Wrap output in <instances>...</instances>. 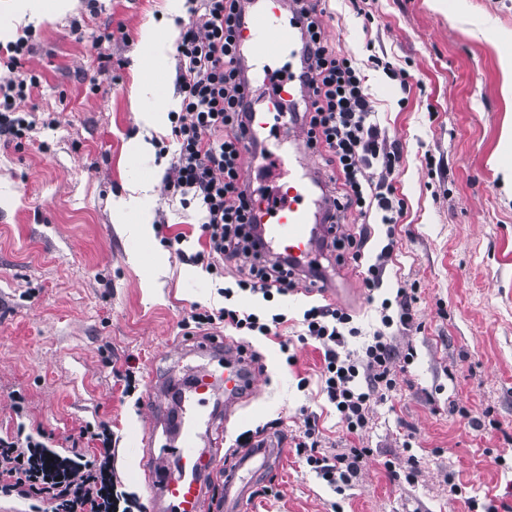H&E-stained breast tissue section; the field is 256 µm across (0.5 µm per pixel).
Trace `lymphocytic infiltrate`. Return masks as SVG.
Listing matches in <instances>:
<instances>
[{
    "instance_id": "lymphocytic-infiltrate-1",
    "label": "lymphocytic infiltrate",
    "mask_w": 512,
    "mask_h": 512,
    "mask_svg": "<svg viewBox=\"0 0 512 512\" xmlns=\"http://www.w3.org/2000/svg\"><path fill=\"white\" fill-rule=\"evenodd\" d=\"M191 19L176 45L177 87L180 109L171 113L170 138L176 144L174 160L163 178L167 195L181 197L183 205H196L204 215L200 248L194 263H205L209 273L223 275L225 266L236 268L235 288L271 298L293 291L298 274L287 259L262 252L252 234L261 186L243 179L242 171L253 158L246 139L254 112L253 89L244 75L235 31L246 18L242 0H191ZM301 40L299 66L292 72L305 91L301 129L306 146L317 158L331 192L325 199L323 221L330 245L363 265L362 281L368 291L380 287L382 273L395 249V227L403 214V201L393 184L400 148L387 143L378 114L356 62L330 45L324 34L326 13L322 0H294ZM28 46H10L6 61L9 75L0 78V139L26 138L33 124L20 115L16 102L38 84V77L18 70ZM355 212L386 226L387 242L371 264H363L366 235H345L339 223ZM413 295L398 289L394 300L381 303L380 329L363 334L347 311L330 305L306 310L304 338L323 350L322 391L333 404L350 434L369 425L372 405L392 392L400 370L415 358L413 347L397 349L388 328L413 325ZM196 327L224 323L267 336L284 323L283 315L270 322L234 307L192 311ZM363 337L359 350H348V340ZM91 437L100 452L93 459L83 454L55 452L45 434L17 432L0 437V495H17L29 501V512L49 504L51 512H133L134 504L112 475V430L101 424ZM298 453L329 484L348 483L357 477L369 451L350 448L328 458L317 451L316 424L307 421Z\"/></svg>"
}]
</instances>
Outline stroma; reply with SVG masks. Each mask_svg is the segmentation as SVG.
Returning <instances> with one entry per match:
<instances>
[{"mask_svg": "<svg viewBox=\"0 0 512 512\" xmlns=\"http://www.w3.org/2000/svg\"><path fill=\"white\" fill-rule=\"evenodd\" d=\"M164 4L79 0L75 12L19 30L31 48L22 68L40 83L17 106L35 129L19 144L0 140V434L39 429L58 452L90 457L98 448L88 429L107 423L112 471L144 512L151 498L140 473L165 442L185 369L204 363L195 352L204 333L187 334L183 322L194 309L223 307L222 288L235 284L234 271L210 274L164 245L182 232L185 250H198L202 216L165 194L158 167L171 154L133 149L166 135L137 107L176 95L171 58L159 94L132 98L141 30ZM326 8L328 42L363 65L385 135L402 146L394 184L405 210L375 296L415 289V326L393 343L416 357L368 429L349 435L320 391L317 342L298 339L317 297L236 291L233 305L286 321L267 337L217 328L227 344L249 342L263 370L232 417L216 390L209 436L221 438L225 461L246 432L287 444L271 495L251 496L244 512H512V168L502 160L512 89L500 67L512 55V0H370L368 22L350 0ZM378 58L405 80L377 68ZM145 184L148 239L130 233L133 214L113 207ZM323 264L357 323L378 324L358 269L331 255ZM129 367L130 397L121 379ZM149 395L144 438L135 400ZM309 416L320 454L369 449L351 485L334 488L297 454Z\"/></svg>", "mask_w": 512, "mask_h": 512, "instance_id": "stroma-1", "label": "stroma"}]
</instances>
